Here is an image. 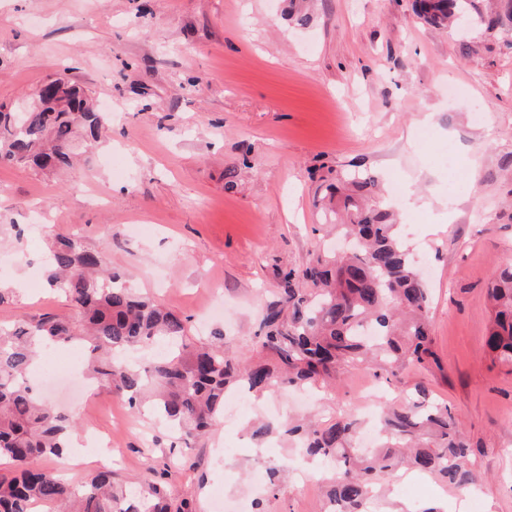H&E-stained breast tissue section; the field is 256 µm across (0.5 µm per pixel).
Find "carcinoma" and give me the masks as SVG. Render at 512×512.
<instances>
[{
	"label": "carcinoma",
	"instance_id": "cac0c4a2",
	"mask_svg": "<svg viewBox=\"0 0 512 512\" xmlns=\"http://www.w3.org/2000/svg\"><path fill=\"white\" fill-rule=\"evenodd\" d=\"M429 25L448 28L469 13L485 31L512 30V0H417ZM87 93L72 83L50 104L0 112V164L39 169L71 165L78 138L95 140L104 117L87 106ZM343 212L333 225L352 239L353 250L323 253L282 273L281 299L269 305L258 334L261 357H224L220 333L198 345L186 340L181 318L126 287L122 276L102 268L99 252L83 236L49 232L47 284L65 296L71 314L21 321L0 328V459L18 468L0 477V512H195L187 501L172 506L155 484L137 499L103 471L76 488L34 461L59 455L71 424L29 385L27 373L39 349L83 345L90 375L128 395L133 408L151 402L160 420L186 438L208 432L224 410L233 384L254 390L329 384L342 370L375 363L395 376L405 369L440 367L429 318L430 293L398 236L388 210L368 203L378 179L367 172L336 175ZM493 318L486 346L493 359L512 367V264L488 289ZM174 341L172 352L132 367L114 353L152 342ZM385 441L371 451L352 447L359 419L346 415L325 423L285 424L288 435L314 457L332 465L330 512H369L376 481L407 464L460 494L479 480L468 462L469 445L448 405L426 398L425 388L398 389L382 410Z\"/></svg>",
	"mask_w": 512,
	"mask_h": 512
}]
</instances>
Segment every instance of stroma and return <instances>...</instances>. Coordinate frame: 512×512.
I'll return each instance as SVG.
<instances>
[{"label":"stroma","mask_w":512,"mask_h":512,"mask_svg":"<svg viewBox=\"0 0 512 512\" xmlns=\"http://www.w3.org/2000/svg\"><path fill=\"white\" fill-rule=\"evenodd\" d=\"M414 0H0V109L30 102L48 80L84 86L112 121L69 168L0 165V325L66 314L45 283L41 222L80 233L136 293L179 315L188 333H224L229 355H256L266 307L283 271L333 239L325 185L340 172L375 175L405 242L424 254L439 368L407 369L456 415L481 481L472 497L403 470L372 512H512V370L485 349L487 288L512 258V31L466 39L421 22ZM450 86L463 88L455 97ZM492 120L472 124L473 103ZM452 146L458 173L432 156ZM468 191L448 200V186ZM403 186L411 201L397 205ZM252 393L241 417L221 415L182 441L163 422L99 388L82 405L50 399L77 441L112 440L44 465L71 483L112 471L122 487H164L213 512L217 496L265 512H323L330 468L287 438H252L261 421L356 413L366 381ZM399 381V382H400ZM275 488L254 492V469Z\"/></svg>","instance_id":"obj_1"}]
</instances>
